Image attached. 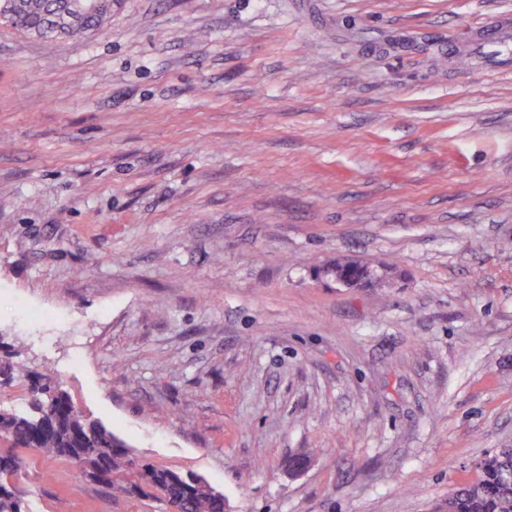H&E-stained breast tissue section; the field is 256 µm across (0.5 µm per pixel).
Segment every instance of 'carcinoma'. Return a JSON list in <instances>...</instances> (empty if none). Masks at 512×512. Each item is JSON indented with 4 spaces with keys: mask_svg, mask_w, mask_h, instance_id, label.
I'll return each mask as SVG.
<instances>
[{
    "mask_svg": "<svg viewBox=\"0 0 512 512\" xmlns=\"http://www.w3.org/2000/svg\"><path fill=\"white\" fill-rule=\"evenodd\" d=\"M82 0H0L3 25L49 39L47 32L59 15L80 13ZM112 14V0H100L98 10L62 26L56 37H83ZM17 367L0 354V388L12 386ZM28 399L19 409L0 408V437L14 446L32 449L43 460L77 467L46 473L58 485L75 474L104 484L115 498L133 495L164 500L174 512H224V498L198 476L143 463L126 443L74 405L60 382L49 375H28ZM30 462L16 454H0V512H30L14 479ZM448 512H512V448H502L481 461L480 476L448 498Z\"/></svg>",
    "mask_w": 512,
    "mask_h": 512,
    "instance_id": "1",
    "label": "carcinoma"
}]
</instances>
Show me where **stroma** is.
I'll return each instance as SVG.
<instances>
[{"label":"stroma","instance_id":"obj_1","mask_svg":"<svg viewBox=\"0 0 512 512\" xmlns=\"http://www.w3.org/2000/svg\"><path fill=\"white\" fill-rule=\"evenodd\" d=\"M512 0H116L0 25V337L227 512H448L512 448ZM346 258L376 288L318 277ZM306 454L290 474V456ZM32 512H166L83 477ZM83 0H0V24L20 29L39 38L83 37L98 29L112 14V0H100L98 10L90 15H82L80 5ZM64 14L81 15L80 20L62 26L58 34H49L56 16ZM1 19L5 21L1 22ZM21 24H17V20ZM8 21V22H6ZM475 32L479 41L473 47L481 56L490 61L493 68L510 71L512 69V37L508 27L489 30L481 26L476 27Z\"/></svg>","mask_w":512,"mask_h":512}]
</instances>
